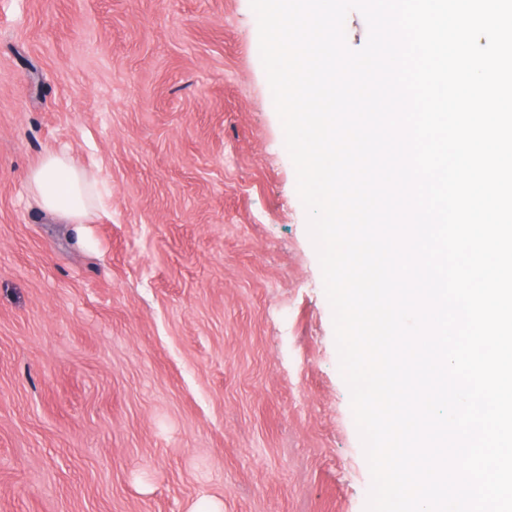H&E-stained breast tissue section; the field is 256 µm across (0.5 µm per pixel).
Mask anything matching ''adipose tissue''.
Masks as SVG:
<instances>
[{"label": "adipose tissue", "mask_w": 512, "mask_h": 512, "mask_svg": "<svg viewBox=\"0 0 512 512\" xmlns=\"http://www.w3.org/2000/svg\"><path fill=\"white\" fill-rule=\"evenodd\" d=\"M38 206L67 224L84 223L93 204V182L64 154L46 155L29 174Z\"/></svg>", "instance_id": "adipose-tissue-1"}]
</instances>
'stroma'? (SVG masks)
Returning <instances> with one entry per match:
<instances>
[{
	"label": "stroma",
	"mask_w": 512,
	"mask_h": 512,
	"mask_svg": "<svg viewBox=\"0 0 512 512\" xmlns=\"http://www.w3.org/2000/svg\"><path fill=\"white\" fill-rule=\"evenodd\" d=\"M307 222L250 0H0V512H365ZM38 206L64 224H84L93 204V182L65 154H48L29 174Z\"/></svg>",
	"instance_id": "1"
}]
</instances>
